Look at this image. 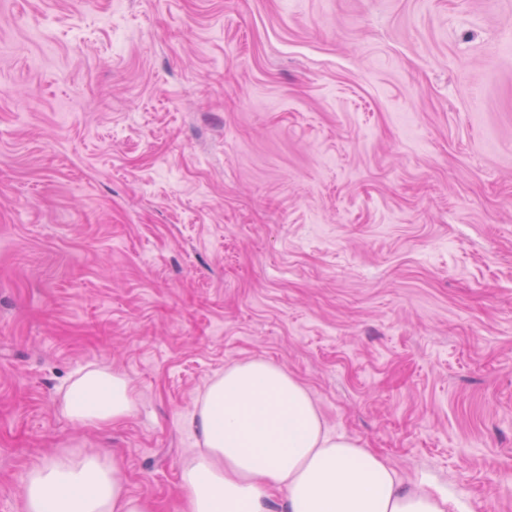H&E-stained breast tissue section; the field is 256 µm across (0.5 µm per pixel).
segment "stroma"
<instances>
[{
  "label": "stroma",
  "instance_id": "obj_1",
  "mask_svg": "<svg viewBox=\"0 0 512 512\" xmlns=\"http://www.w3.org/2000/svg\"><path fill=\"white\" fill-rule=\"evenodd\" d=\"M255 359L512 512V0H0V512L77 448L181 512ZM89 366L136 399L106 430L59 410Z\"/></svg>",
  "mask_w": 512,
  "mask_h": 512
}]
</instances>
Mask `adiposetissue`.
<instances>
[{
    "mask_svg": "<svg viewBox=\"0 0 512 512\" xmlns=\"http://www.w3.org/2000/svg\"><path fill=\"white\" fill-rule=\"evenodd\" d=\"M136 400L108 368L78 374L61 410L104 429L129 417ZM200 448L182 467L184 512H449L450 501L403 478L388 460L324 426L307 388L264 360L234 364L205 389L191 419ZM25 512H151L129 493L118 457L71 451L32 465Z\"/></svg>",
    "mask_w": 512,
    "mask_h": 512,
    "instance_id": "obj_1",
    "label": "adipose tissue"
}]
</instances>
